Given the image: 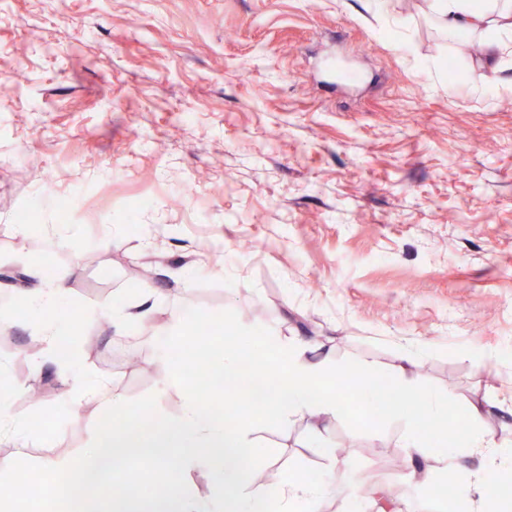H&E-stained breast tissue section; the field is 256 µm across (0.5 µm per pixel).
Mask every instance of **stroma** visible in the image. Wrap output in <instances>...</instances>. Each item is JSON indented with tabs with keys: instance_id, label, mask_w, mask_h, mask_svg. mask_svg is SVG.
I'll list each match as a JSON object with an SVG mask.
<instances>
[{
	"instance_id": "stroma-1",
	"label": "stroma",
	"mask_w": 512,
	"mask_h": 512,
	"mask_svg": "<svg viewBox=\"0 0 512 512\" xmlns=\"http://www.w3.org/2000/svg\"><path fill=\"white\" fill-rule=\"evenodd\" d=\"M432 0H0V364L23 382L8 400L42 442L1 457L37 468L82 462L101 412L58 404V365L34 364L22 297L39 263L68 293L70 318L150 293L148 326L116 332L81 321L78 369L129 404L176 414L179 368L196 388L204 354L191 336L159 363L174 318L217 326L278 323L341 370L363 361L394 374L402 345L427 344L421 387L453 411L481 401L484 427L512 437V91H496L472 39L433 22ZM458 83L449 86L447 60ZM70 224L21 235L17 215ZM134 224L138 235L118 232ZM43 395L30 402L29 390ZM345 404L325 423L342 493L370 481L399 490L410 512H450L457 490L413 488L400 423L377 419L359 383L326 384ZM249 466L320 473L307 421L254 422Z\"/></svg>"
}]
</instances>
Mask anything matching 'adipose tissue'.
<instances>
[{
    "instance_id": "ef3b65f1",
    "label": "adipose tissue",
    "mask_w": 512,
    "mask_h": 512,
    "mask_svg": "<svg viewBox=\"0 0 512 512\" xmlns=\"http://www.w3.org/2000/svg\"><path fill=\"white\" fill-rule=\"evenodd\" d=\"M433 13L443 30L475 40L498 85L512 83V0H433ZM66 296L65 279L54 272L43 276L41 288L27 298L35 316L33 338L42 354H52L57 337L69 330L51 314ZM248 331L278 349L287 367L276 372L275 384L244 387L241 406L230 421L212 417L193 394L185 396L181 412L174 416L162 414L148 403L131 405L115 397L104 382L90 383L75 367H64L59 396L63 408H73L92 397L101 402L103 414L122 421L110 431L98 424L93 427V452L86 463L95 491L83 498L82 512H265L272 502L279 512H321L324 500L337 485L335 465H327L318 479L295 472L266 485L256 482L242 461L255 453L250 420L255 400L272 406L273 419L280 424L301 417L316 429L323 422L344 417V403L321 392L338 367L330 359L308 361L305 343L282 340L275 325H252ZM391 393L389 418L402 421L406 447L426 461L425 468L411 473L415 485L429 491L434 482L458 477L464 457L477 456L481 467L460 485L457 501L472 506L475 512H503L504 505L512 502V480L495 484L487 476L512 466V440L496 439L481 428L483 406L470 405L456 418H449V395L419 389L404 373L392 377ZM408 400L417 401L434 423L431 437H423L413 415L401 412V402ZM134 460L152 463L162 486L158 504H151L134 486L121 495L110 493L112 475ZM193 472L208 479V496L195 495L184 483V476Z\"/></svg>"
}]
</instances>
